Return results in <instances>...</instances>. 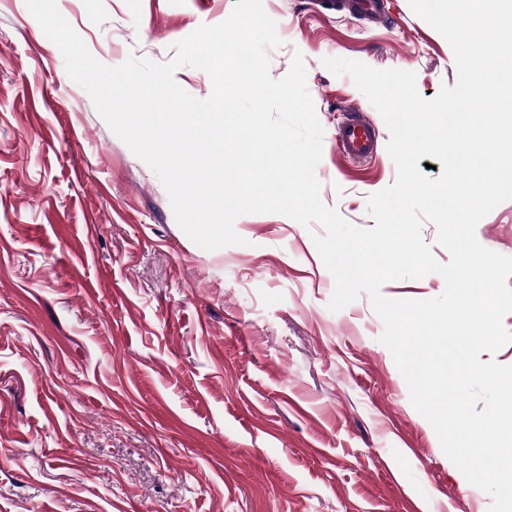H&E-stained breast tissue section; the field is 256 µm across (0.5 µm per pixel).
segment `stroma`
I'll return each instance as SVG.
<instances>
[{"label": "stroma", "instance_id": "stroma-1", "mask_svg": "<svg viewBox=\"0 0 512 512\" xmlns=\"http://www.w3.org/2000/svg\"><path fill=\"white\" fill-rule=\"evenodd\" d=\"M235 0H57L102 64L165 63ZM280 45L302 54L324 129L320 199L360 229L397 177L387 150L337 156L338 107L388 127L323 58L414 72L421 97L455 85L447 40L408 0L384 29L313 0H262ZM213 251L175 221L156 173L66 71L25 0H0V512H489L381 343L368 294L343 310L304 227L239 217ZM512 256V200L475 229ZM439 274L386 282L391 299L441 295Z\"/></svg>", "mask_w": 512, "mask_h": 512}]
</instances>
